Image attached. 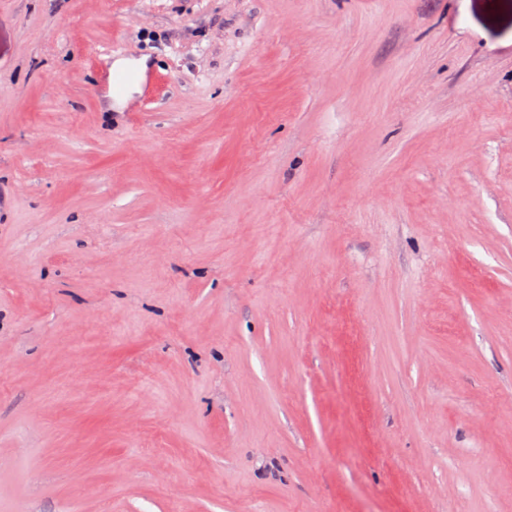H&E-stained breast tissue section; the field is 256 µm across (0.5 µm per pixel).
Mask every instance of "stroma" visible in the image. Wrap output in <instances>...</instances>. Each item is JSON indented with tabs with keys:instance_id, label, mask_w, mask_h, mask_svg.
<instances>
[{
	"instance_id": "1",
	"label": "stroma",
	"mask_w": 512,
	"mask_h": 512,
	"mask_svg": "<svg viewBox=\"0 0 512 512\" xmlns=\"http://www.w3.org/2000/svg\"><path fill=\"white\" fill-rule=\"evenodd\" d=\"M0 86V512H512V0H0ZM134 83H139L146 89L150 83V75L135 71L109 70L98 95L111 101H120L125 98L128 87Z\"/></svg>"
}]
</instances>
